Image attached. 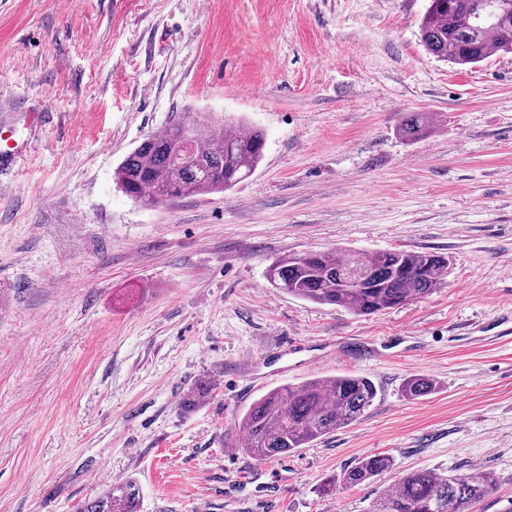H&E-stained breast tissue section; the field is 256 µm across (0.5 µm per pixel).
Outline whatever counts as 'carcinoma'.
Returning a JSON list of instances; mask_svg holds the SVG:
<instances>
[{
    "instance_id": "carcinoma-1",
    "label": "carcinoma",
    "mask_w": 512,
    "mask_h": 512,
    "mask_svg": "<svg viewBox=\"0 0 512 512\" xmlns=\"http://www.w3.org/2000/svg\"><path fill=\"white\" fill-rule=\"evenodd\" d=\"M486 0H430L420 23L428 53L454 66L477 64L497 52H512V0L499 2L494 20L480 21ZM436 118L430 112H407L398 126L407 141L424 137ZM190 135V157L181 152ZM265 134L252 127L237 130L211 118L185 117L146 137L115 168L114 181L131 198L158 203L212 192H224L248 177L263 159ZM359 268L371 273L360 284L343 282L341 274ZM448 260L435 253L378 250L347 256L339 249L308 251L274 261L270 285L292 297L368 316L423 299L444 285ZM436 389L433 379L413 376L402 394L418 399ZM214 390L212 380H198L184 395L190 411ZM377 396L374 383L357 375L307 379L271 388L252 402L241 419L245 452L258 461L283 458L358 420ZM390 457L373 453L325 483L355 487L391 469ZM497 490L494 476L408 469L377 496L370 512H470V506ZM139 488L125 480L77 505L76 512H138Z\"/></svg>"
}]
</instances>
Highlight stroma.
I'll return each instance as SVG.
<instances>
[{
    "mask_svg": "<svg viewBox=\"0 0 512 512\" xmlns=\"http://www.w3.org/2000/svg\"><path fill=\"white\" fill-rule=\"evenodd\" d=\"M428 0H0V512H74L134 479L140 512H368L409 468L493 472L512 507V54L423 47ZM264 131L226 192L134 200L112 174L178 115ZM432 112L405 141L403 113ZM431 251L444 287L370 316L268 283L311 250ZM356 374V422L243 450L269 389ZM425 375L431 395L406 400ZM210 377L211 398L183 411ZM372 453L391 471L324 496ZM436 389L433 379L426 376H413L404 381L402 394L407 399H418L431 394ZM213 390L212 380L207 378L198 380L184 395L182 399L183 408L187 411L193 410L209 398Z\"/></svg>",
    "mask_w": 512,
    "mask_h": 512,
    "instance_id": "obj_1",
    "label": "stroma"
}]
</instances>
